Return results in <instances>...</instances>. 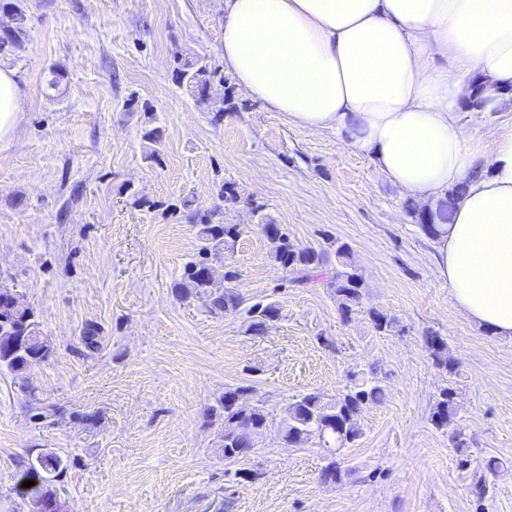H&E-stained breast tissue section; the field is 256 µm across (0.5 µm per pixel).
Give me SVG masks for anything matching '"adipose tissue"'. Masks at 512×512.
I'll return each instance as SVG.
<instances>
[{
    "label": "adipose tissue",
    "mask_w": 512,
    "mask_h": 512,
    "mask_svg": "<svg viewBox=\"0 0 512 512\" xmlns=\"http://www.w3.org/2000/svg\"><path fill=\"white\" fill-rule=\"evenodd\" d=\"M223 52L247 94L374 155L424 205L460 188L438 274L469 318L512 339V124L487 144L461 119L512 89V0H224ZM25 97L0 67V139Z\"/></svg>",
    "instance_id": "ef3b65f1"
}]
</instances>
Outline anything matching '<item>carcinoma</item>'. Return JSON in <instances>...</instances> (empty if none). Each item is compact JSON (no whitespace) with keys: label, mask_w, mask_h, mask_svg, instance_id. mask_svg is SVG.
<instances>
[{"label":"carcinoma","mask_w":512,"mask_h":512,"mask_svg":"<svg viewBox=\"0 0 512 512\" xmlns=\"http://www.w3.org/2000/svg\"><path fill=\"white\" fill-rule=\"evenodd\" d=\"M0 8L12 9L16 25L6 36H0V53L19 43L27 32V16L24 0H0ZM213 71L208 60L197 59L193 62L177 60L175 77L178 84L199 100L205 99ZM460 195V189L448 191V198L441 201L436 210H420L421 228L431 237L438 236L439 225L436 221H448L452 206ZM221 212V206L203 213H195L193 218L199 226V235L203 242L201 251L216 259L222 258L224 246L232 245L241 234L238 224H216L214 217ZM262 230L271 244L270 258L290 275V281L304 286L321 277H326V286L336 295L338 309L344 320H349L353 308L360 304L364 282L356 272L350 260V248L337 240L329 242L335 249L339 267L330 276L321 272L323 253L314 248H298L288 237L285 229L270 221L261 224ZM236 278V272L229 269L223 279L211 276L208 260L189 262L184 268L182 282L176 285L179 294L187 297L192 293L204 294L209 298L210 312L226 314L235 312L242 304V296L235 288L224 286ZM254 333L264 332L268 322L277 318L279 310L272 303H256L247 309ZM370 318L379 332H389L396 328L398 321L386 312L373 310ZM30 337V350L26 354L13 356L0 354V368L18 373L46 361L51 347L40 331V322L36 311L26 302L25 297L16 288L12 276L0 275V351L8 344V337L16 334ZM425 345L436 366L450 372L454 368L448 342L436 333L425 337ZM250 387L238 386L224 391V459L237 461L243 455L248 444V432L263 429L268 422L269 412L257 405H245L241 399ZM385 398L381 380L372 378L355 379L345 393L334 403L324 401L318 392L299 396L290 403L281 421L283 440L287 444L302 445L310 439L318 440L323 448H343L355 442L361 436L359 415L364 407L379 404ZM455 416L453 394L448 388L441 391L434 405L431 420L438 428L448 426ZM66 469L63 458L55 452H44L22 467L21 476L35 481L29 487L28 495L51 494L54 478Z\"/></svg>","instance_id":"cac0c4a2"}]
</instances>
